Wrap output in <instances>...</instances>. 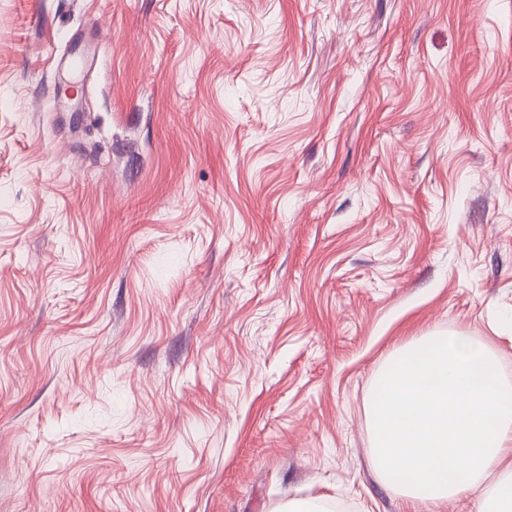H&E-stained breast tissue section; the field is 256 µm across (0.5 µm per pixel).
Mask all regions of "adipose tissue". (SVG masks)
Masks as SVG:
<instances>
[{
  "mask_svg": "<svg viewBox=\"0 0 512 512\" xmlns=\"http://www.w3.org/2000/svg\"><path fill=\"white\" fill-rule=\"evenodd\" d=\"M368 415L374 469L409 507L472 491L496 466L480 512H512V384L482 343L433 335L397 348L373 381Z\"/></svg>",
  "mask_w": 512,
  "mask_h": 512,
  "instance_id": "obj_1",
  "label": "adipose tissue"
}]
</instances>
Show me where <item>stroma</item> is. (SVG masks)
Here are the masks:
<instances>
[{
    "mask_svg": "<svg viewBox=\"0 0 512 512\" xmlns=\"http://www.w3.org/2000/svg\"><path fill=\"white\" fill-rule=\"evenodd\" d=\"M433 333L512 383V0H0V512H404Z\"/></svg>",
    "mask_w": 512,
    "mask_h": 512,
    "instance_id": "1",
    "label": "stroma"
}]
</instances>
